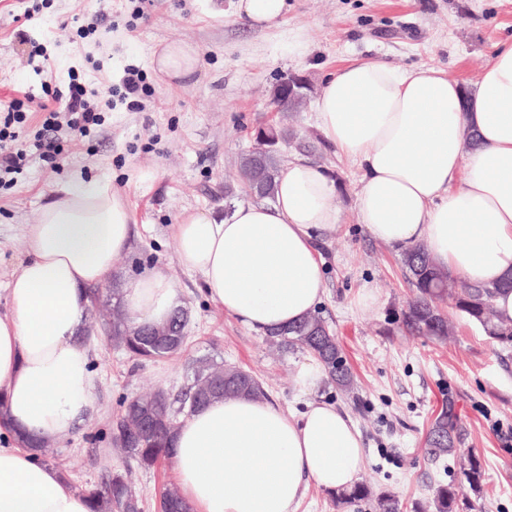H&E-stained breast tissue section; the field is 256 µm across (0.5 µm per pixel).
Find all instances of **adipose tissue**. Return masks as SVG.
<instances>
[{
    "mask_svg": "<svg viewBox=\"0 0 512 512\" xmlns=\"http://www.w3.org/2000/svg\"><path fill=\"white\" fill-rule=\"evenodd\" d=\"M259 29L279 28L287 0H237ZM198 47L165 42L152 53L167 81L199 66ZM323 138L362 170L355 208L369 234L399 250L425 249L463 280L512 278V42L496 46L476 82L438 69L397 70L374 61L329 73L319 90ZM344 214L339 184L320 164L293 160L269 204H241L228 217L180 216L172 233L181 266L200 275L210 300L246 327L284 329L312 313L325 294L317 233ZM132 212L109 179L73 177L55 185L25 228L28 257L7 288L0 314V512H90L59 470L17 445L22 435L69 439L92 406L95 379L80 337L87 290L108 285L130 247ZM131 323L158 325L183 303V290L155 267L123 286ZM325 373L304 364L300 415L249 397L210 403L172 438L189 512H297L309 485L350 488L363 463L361 435L335 405L315 400Z\"/></svg>",
    "mask_w": 512,
    "mask_h": 512,
    "instance_id": "1",
    "label": "adipose tissue"
}]
</instances>
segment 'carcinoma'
<instances>
[{"label": "carcinoma", "mask_w": 512, "mask_h": 512, "mask_svg": "<svg viewBox=\"0 0 512 512\" xmlns=\"http://www.w3.org/2000/svg\"><path fill=\"white\" fill-rule=\"evenodd\" d=\"M280 163L275 152L253 148L240 157L237 177L224 183V194L244 192L259 200L273 199ZM402 265L415 288L413 298L402 312V323L412 335L445 340L452 333V324L442 304L450 300L458 311L478 323L493 342L512 347V325L504 326L497 321L494 301L498 288L466 284L458 290L452 288L453 279L448 272L419 246L403 253ZM121 291L115 282L112 297L98 302L109 311L104 324L108 326L107 335L113 348L141 361L169 358L182 351L188 339L185 310H175L163 325L134 327L120 308ZM268 338L283 352L295 348L309 352L322 364L336 387L344 391L352 389V372L347 365L336 361L339 344L320 315L313 313L293 326L269 333ZM238 396L263 400L266 391L245 370L201 359L191 385L177 394L156 388L146 394L121 398L116 419L112 421L111 443L125 458L148 470L172 458L170 441L181 416L190 415L214 400ZM460 442L461 431L454 409L451 404H445L430 422L427 453L435 461L449 457L456 460L460 481L437 487L429 504L431 512L476 510L473 498L479 497L483 490V465L476 453L459 447ZM83 491L91 501L92 512H143L144 509L143 496L126 470H110L102 476L101 483L87 484ZM370 496V489L358 483L331 498L339 510ZM180 504V490L173 487L162 494L159 509L174 512L172 507ZM376 508L378 512H401V503L395 496L381 493L376 497Z\"/></svg>", "instance_id": "carcinoma-1"}]
</instances>
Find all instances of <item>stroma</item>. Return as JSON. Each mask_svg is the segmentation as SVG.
Returning a JSON list of instances; mask_svg holds the SVG:
<instances>
[{
    "label": "stroma",
    "mask_w": 512,
    "mask_h": 512,
    "mask_svg": "<svg viewBox=\"0 0 512 512\" xmlns=\"http://www.w3.org/2000/svg\"><path fill=\"white\" fill-rule=\"evenodd\" d=\"M236 0H0V103L24 98L18 129L34 141L46 117L47 94L79 82L104 101L127 66H139L152 94L140 106L116 104L95 133L57 134L54 157H28L21 172L0 176V312L6 286L26 257L25 225L34 223L55 183L72 175L108 178L133 214L128 251L116 260L119 279L163 267L183 289L190 314L188 345L178 355L136 365L112 350L96 331L90 362L98 378L94 406L72 437L54 447L50 467L74 486L99 481L108 469L129 468L157 512L159 494L174 483L163 462L145 471L120 456L110 441L121 397L191 379L193 362L207 355L256 376L267 400L287 414L304 410L296 390L309 353L270 348L208 298L199 275L179 264L170 227L187 210L226 216L248 203L224 195L240 155L258 127L287 121L314 142L321 165L338 175L346 201L339 229L320 233L315 248L324 261L326 294L316 311L337 336L355 377L351 392L324 382L317 400L336 405L361 434L359 482L374 493L394 494L402 512L426 505L434 488L457 478L425 452V437L442 403L453 401L462 445L482 459L481 512H512V349L492 342L479 325L448 308L455 331L447 342L409 336L401 312L411 295L400 250L374 240L358 224L353 206L360 172L315 125L314 107L283 119L271 100L281 77L292 72L321 86L325 76L355 61L389 67L439 68L465 84L476 81L496 44L512 40V0H288L277 30L254 28ZM144 15L132 19L135 6ZM107 24L80 34L99 12ZM197 45L201 63L181 81L159 79L151 53L163 42Z\"/></svg>",
    "instance_id": "35a3bbf8"
}]
</instances>
